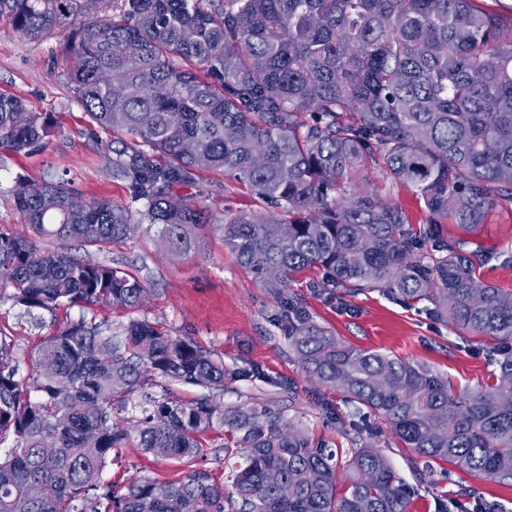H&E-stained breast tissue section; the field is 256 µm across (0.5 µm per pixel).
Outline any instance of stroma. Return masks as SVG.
Returning <instances> with one entry per match:
<instances>
[{
    "label": "stroma",
    "mask_w": 512,
    "mask_h": 512,
    "mask_svg": "<svg viewBox=\"0 0 512 512\" xmlns=\"http://www.w3.org/2000/svg\"><path fill=\"white\" fill-rule=\"evenodd\" d=\"M71 59L58 33L41 37L19 34L0 18V94L21 97L37 110L52 113L54 132L46 146L30 154H0V228L21 229V218L10 202L16 177L65 183L84 199L104 197L130 205L124 180L112 175L111 133L92 131L89 118L76 100L68 72ZM356 191L377 194L406 212L414 227H426L428 212L422 200L402 184L376 169L360 173ZM174 194L207 206L212 224L200 229L195 249L177 254L160 237L156 225L142 224L131 238L103 252L75 247L77 255L110 264L143 281L146 294L134 310L99 306L94 318L103 328L122 334L130 319H148L173 336H187L200 347L223 358L226 368L244 370L242 378L227 382L219 399L234 404L250 397L280 396V382L294 391L292 402L305 415L310 435L345 454L354 448L352 408L343 397L318 387L304 374L280 328L283 309L262 282L225 249L221 224L226 215L264 211V203L243 183L220 172L200 173L191 185L177 186ZM487 261L483 280L512 291V199L499 200L472 237ZM318 273L297 274L289 293L302 298L310 315L345 345L372 349L410 362L428 365L447 376L454 386L474 388L490 381L495 369V343L460 333L433 318L427 302L409 306L377 291L343 296L321 290ZM82 315L79 308L53 311L28 309L0 298V336L15 344L18 378L31 372V356L41 341L68 327ZM254 377H247V370ZM373 446L382 448L399 476L416 492L407 512H438V502L453 498L465 506L475 500L512 512V482L478 480L447 463L433 466L431 485H419L415 455L402 448L383 421H376ZM186 467L140 449H120L103 474L117 490L131 477L174 481Z\"/></svg>",
    "instance_id": "stroma-1"
}]
</instances>
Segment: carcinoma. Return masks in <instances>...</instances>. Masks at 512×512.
I'll return each mask as SVG.
<instances>
[{"mask_svg": "<svg viewBox=\"0 0 512 512\" xmlns=\"http://www.w3.org/2000/svg\"><path fill=\"white\" fill-rule=\"evenodd\" d=\"M105 2L112 15L94 17L83 0H0V18L30 37L67 31L73 93L117 135L112 172L143 203L141 222L187 253L210 215L172 189L202 170L249 186L268 210L224 219V246L286 308L281 330L306 376L419 458L512 481V292L481 281L485 255L437 229L448 219L474 233L512 197V13L475 0ZM52 132L51 113L0 94L1 151L30 152ZM372 167L420 195L427 229L347 189ZM11 196L29 234L0 230V291L49 311L140 306L138 278L67 248L127 239L129 210L24 177ZM306 269L345 295L427 301L455 330L500 342L492 381L458 389L426 365L340 343L287 293ZM12 351L0 337V441L13 437L0 456V512H407L414 488L381 449H355L338 491L337 451L314 443L291 407L217 401L224 382L250 372L147 320L114 341L81 317L44 340L28 385ZM157 379L210 394L156 395L147 386ZM135 397L129 426L114 414ZM219 429L229 495L203 469L139 477L123 493L103 484L109 457L130 443L191 464Z\"/></svg>", "mask_w": 512, "mask_h": 512, "instance_id": "carcinoma-1", "label": "carcinoma"}]
</instances>
